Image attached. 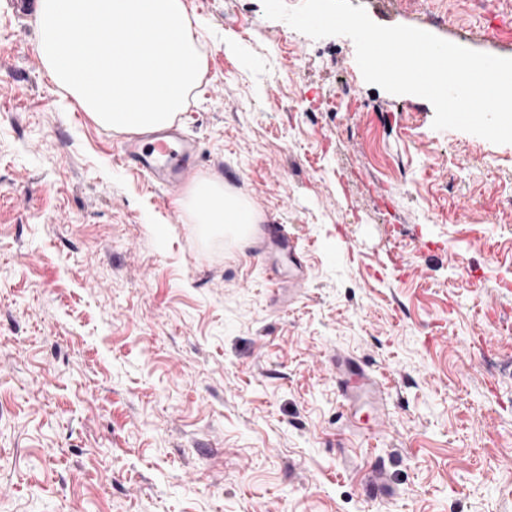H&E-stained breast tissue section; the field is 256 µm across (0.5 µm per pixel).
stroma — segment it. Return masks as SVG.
<instances>
[{"label": "stroma", "instance_id": "1", "mask_svg": "<svg viewBox=\"0 0 512 512\" xmlns=\"http://www.w3.org/2000/svg\"><path fill=\"white\" fill-rule=\"evenodd\" d=\"M512 58V0H351ZM197 174L283 225L207 239L65 98L0 0V512H512V144L432 127L346 36L185 0ZM388 385L347 424L336 353ZM384 461L388 489L365 477Z\"/></svg>", "mask_w": 512, "mask_h": 512}]
</instances>
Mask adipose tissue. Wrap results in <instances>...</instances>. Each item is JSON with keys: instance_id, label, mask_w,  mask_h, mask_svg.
<instances>
[{"instance_id": "1", "label": "adipose tissue", "mask_w": 512, "mask_h": 512, "mask_svg": "<svg viewBox=\"0 0 512 512\" xmlns=\"http://www.w3.org/2000/svg\"><path fill=\"white\" fill-rule=\"evenodd\" d=\"M193 223L206 225L213 232L228 235L240 234L251 229L259 216L252 204L246 203L236 194L224 189L214 180L198 183L183 200Z\"/></svg>"}]
</instances>
